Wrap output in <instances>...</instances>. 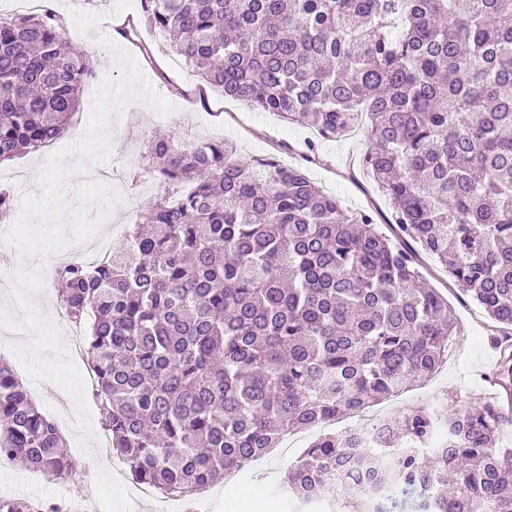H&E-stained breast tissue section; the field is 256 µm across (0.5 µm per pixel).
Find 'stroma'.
I'll return each mask as SVG.
<instances>
[{
  "mask_svg": "<svg viewBox=\"0 0 512 512\" xmlns=\"http://www.w3.org/2000/svg\"><path fill=\"white\" fill-rule=\"evenodd\" d=\"M51 6L72 46L96 44L98 76L81 94L71 137L51 151L29 152L0 165V183L12 184L15 197L10 223H0V248L14 258L9 269L0 271V346H5L4 357L14 371L23 373L24 383L35 390V402L46 415L57 414V391L68 393L74 422L64 434L73 461L66 483L73 492L104 496L102 512H154L153 503L134 500L131 477H117L114 469L96 460L100 422L86 381L88 369L67 356L72 321L58 317L57 290L48 274L57 259L100 233L104 224H111L118 245L125 231L142 222L159 192L143 157L149 139L159 132L180 144L222 138L235 145L236 157L244 163L273 155L288 164H306L309 177L335 194L346 212H375L380 231L391 239L396 228L389 223L388 199L360 166L369 144L366 128L319 143V160L306 162L302 149L315 137L309 127L214 90L208 93L207 107H200L193 101L201 84L195 68L169 52L162 35L140 27L138 47L117 36L118 24L138 19V0H83L79 9L72 0H51ZM117 154L123 157L121 183L77 180V173L88 166L111 171ZM420 261L428 282L457 313L459 333L447 357L427 381L372 405L361 417L331 422L330 431L421 404L456 410L497 397L490 385L499 360L491 344L496 323L443 265L426 254ZM317 436L314 429L289 435L265 456L261 472L247 469L212 488L201 505L203 512H285L280 478ZM28 474V468L14 463L0 469V497L55 499L54 484L27 485Z\"/></svg>",
  "mask_w": 512,
  "mask_h": 512,
  "instance_id": "35a3bbf8",
  "label": "stroma"
}]
</instances>
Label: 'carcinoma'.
I'll use <instances>...</instances> for the list:
<instances>
[{"label": "carcinoma", "mask_w": 512, "mask_h": 512, "mask_svg": "<svg viewBox=\"0 0 512 512\" xmlns=\"http://www.w3.org/2000/svg\"><path fill=\"white\" fill-rule=\"evenodd\" d=\"M142 23L225 96L322 140L367 117L361 164L393 243L302 166L230 160L225 141L147 144L162 192L117 252L57 265L58 302L87 321L112 456L186 502L288 434L433 374L458 319L418 272L439 260L512 330V0H140ZM50 8L0 16V162L69 127L96 77ZM505 401L379 418L373 439L323 435L280 487L295 512H512ZM0 459L57 479L62 435L0 359ZM0 512H62L0 499Z\"/></svg>", "instance_id": "carcinoma-1"}]
</instances>
